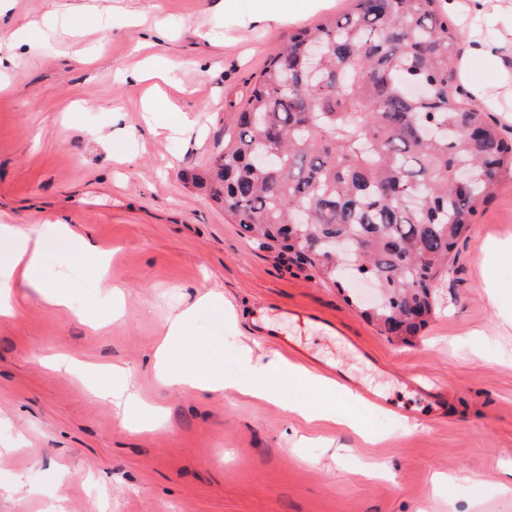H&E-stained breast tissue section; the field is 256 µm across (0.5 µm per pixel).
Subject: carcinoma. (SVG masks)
<instances>
[{"mask_svg": "<svg viewBox=\"0 0 512 512\" xmlns=\"http://www.w3.org/2000/svg\"><path fill=\"white\" fill-rule=\"evenodd\" d=\"M459 34L438 0H354L292 35L247 88L224 152L193 176L250 237L345 287L341 239L381 301L361 315L416 335L434 282L498 181L512 139L456 92ZM457 130L448 139V128Z\"/></svg>", "mask_w": 512, "mask_h": 512, "instance_id": "obj_1", "label": "carcinoma"}]
</instances>
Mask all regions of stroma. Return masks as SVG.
<instances>
[{"label": "stroma", "instance_id": "stroma-1", "mask_svg": "<svg viewBox=\"0 0 512 512\" xmlns=\"http://www.w3.org/2000/svg\"><path fill=\"white\" fill-rule=\"evenodd\" d=\"M289 0H0V224L41 228L39 279L65 289L57 308L15 289L0 317V512H512L502 490L512 466V260L483 258L512 238V180L482 205L436 282L417 335L380 333L360 314L376 294L336 288L278 245L259 246L191 172L224 148L236 104L289 37L351 10V0L267 28L259 9ZM463 0L441 12L462 30V99L488 107L512 138V0ZM53 15L52 28L35 19ZM498 46L489 64L482 45ZM150 58L170 61L166 82L117 75ZM122 113L115 123L114 113ZM159 126L148 131L149 115ZM73 232H54L56 223ZM109 251L123 314L100 294L85 249ZM223 294L197 309L185 361L243 378L242 347L276 351L259 331L268 307L318 317L331 336L297 321L282 330L307 351L302 365L355 375L386 401L337 405L372 434L306 422L235 392L163 387L152 355L179 288ZM66 354L89 374L47 368ZM113 365L130 370L152 430L120 426L89 392ZM434 384L436 399L411 380ZM70 479L59 483L56 467Z\"/></svg>", "mask_w": 512, "mask_h": 512}]
</instances>
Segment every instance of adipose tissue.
Masks as SVG:
<instances>
[{
	"label": "adipose tissue",
	"mask_w": 512,
	"mask_h": 512,
	"mask_svg": "<svg viewBox=\"0 0 512 512\" xmlns=\"http://www.w3.org/2000/svg\"><path fill=\"white\" fill-rule=\"evenodd\" d=\"M2 239L10 242L11 249L5 260L0 261V315L11 312L13 287L19 282L33 288L48 304L55 307L67 306L66 294L44 283L36 275L44 254V241L40 231L34 229L21 232L12 225L1 224L0 240ZM195 309L191 293H181L180 307L168 319L165 342L155 352V367L166 385L188 387L202 393L221 392L224 391L225 384L220 370L189 368L173 351L174 346L187 336ZM241 363L248 373V379L238 385V393L276 402L285 411L299 414L310 422L333 419L335 401H348L353 397L352 392L336 386L334 381L303 365L288 362L278 355L264 361L253 357L251 351L246 349L241 353ZM272 371L287 374L297 390L319 392L320 401L299 402L273 392L263 382L264 377ZM109 374L114 383L99 390L98 396L112 405L120 420H127L129 409L139 401L138 389L124 369L114 367Z\"/></svg>",
	"instance_id": "adipose-tissue-1"
}]
</instances>
